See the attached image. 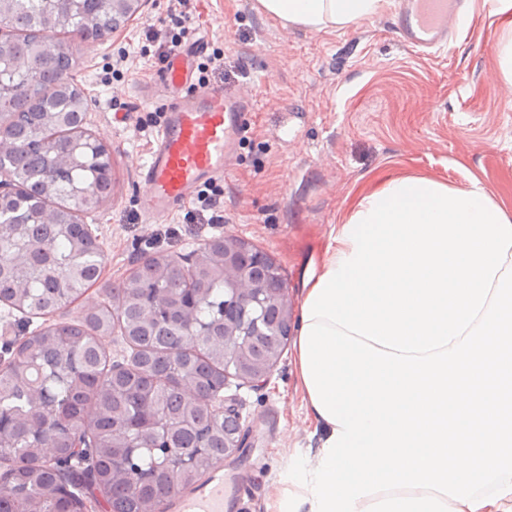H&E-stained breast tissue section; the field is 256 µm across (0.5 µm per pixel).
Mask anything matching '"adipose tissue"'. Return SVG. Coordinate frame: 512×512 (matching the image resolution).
Segmentation results:
<instances>
[{
	"mask_svg": "<svg viewBox=\"0 0 512 512\" xmlns=\"http://www.w3.org/2000/svg\"><path fill=\"white\" fill-rule=\"evenodd\" d=\"M308 28L346 27L382 0H260ZM512 265V213L480 182L457 189L423 177H387L332 225L304 270L297 327L325 323L375 348L424 356L480 324Z\"/></svg>",
	"mask_w": 512,
	"mask_h": 512,
	"instance_id": "1",
	"label": "adipose tissue"
}]
</instances>
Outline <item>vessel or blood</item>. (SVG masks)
I'll return each mask as SVG.
<instances>
[{
  "mask_svg": "<svg viewBox=\"0 0 512 512\" xmlns=\"http://www.w3.org/2000/svg\"><path fill=\"white\" fill-rule=\"evenodd\" d=\"M465 3L396 0L397 29L403 43L418 51L442 46ZM194 54L191 48L174 53L158 73L157 84L166 92L160 104L166 120L139 169L144 186L142 209L155 221L185 204L202 184L228 172L255 106L249 94L228 96L220 89L194 86ZM232 499L219 474L193 493L176 495L167 508L169 512H228Z\"/></svg>",
  "mask_w": 512,
  "mask_h": 512,
  "instance_id": "1",
  "label": "vessel or blood"
}]
</instances>
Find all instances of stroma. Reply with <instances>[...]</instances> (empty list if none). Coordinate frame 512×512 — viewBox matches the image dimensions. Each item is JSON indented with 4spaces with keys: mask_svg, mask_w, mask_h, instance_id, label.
Wrapping results in <instances>:
<instances>
[{
    "mask_svg": "<svg viewBox=\"0 0 512 512\" xmlns=\"http://www.w3.org/2000/svg\"><path fill=\"white\" fill-rule=\"evenodd\" d=\"M191 14L188 40L224 53V71L210 75V86L249 87L256 96V117L219 181L225 221L189 224L181 208L152 222L139 206L138 168L163 120L152 86L157 46L142 31L179 30L168 0H142L107 40L80 46L74 82L97 100L86 127L112 149V192L82 217L104 251L99 279L55 320L100 304L105 288L126 281L141 258L185 256L221 236L265 252L298 309L303 271L323 252L331 225L344 223L357 198L389 175L455 188L478 181L512 212V83L496 55L512 21L486 0H472L455 37L429 54L401 42L393 0L350 27L322 30L268 15L259 0H191ZM41 324L0 303V365ZM222 395L234 399L247 434L243 454L224 462L241 483L233 512H268L292 462L316 443L290 351L265 387L231 378Z\"/></svg>",
    "mask_w": 512,
    "mask_h": 512,
    "instance_id": "1",
    "label": "stroma"
}]
</instances>
